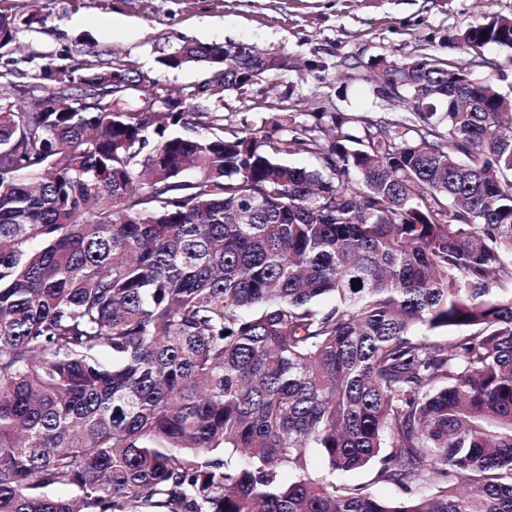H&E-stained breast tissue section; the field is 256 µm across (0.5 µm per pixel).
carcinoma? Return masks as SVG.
I'll return each mask as SVG.
<instances>
[{
  "label": "carcinoma",
  "mask_w": 512,
  "mask_h": 512,
  "mask_svg": "<svg viewBox=\"0 0 512 512\" xmlns=\"http://www.w3.org/2000/svg\"><path fill=\"white\" fill-rule=\"evenodd\" d=\"M448 42L512 48V18ZM230 53L245 92L257 59ZM114 73L82 75L83 112L0 83V512H512V97L390 61L444 127L339 131L317 170L277 160L316 138L226 140L152 82L197 129L167 135ZM315 451L412 495L316 480Z\"/></svg>",
  "instance_id": "obj_1"
}]
</instances>
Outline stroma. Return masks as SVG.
<instances>
[{"label": "stroma", "instance_id": "35a3bbf8", "mask_svg": "<svg viewBox=\"0 0 512 512\" xmlns=\"http://www.w3.org/2000/svg\"><path fill=\"white\" fill-rule=\"evenodd\" d=\"M486 11L512 18V0H0V14L17 23L14 43L0 49V75L8 74L23 101L45 68L75 77L125 64L175 94L208 85L196 103L223 114L225 138L302 134L326 148L340 128L361 137L382 117L411 122L402 102L379 94L371 61L459 59L449 36ZM187 43L249 46L282 67L242 97L216 87L208 67L161 65ZM469 70L512 94V49L485 50L470 58Z\"/></svg>", "mask_w": 512, "mask_h": 512}]
</instances>
